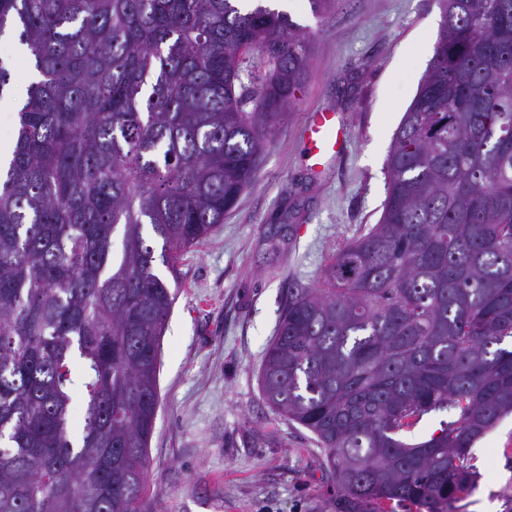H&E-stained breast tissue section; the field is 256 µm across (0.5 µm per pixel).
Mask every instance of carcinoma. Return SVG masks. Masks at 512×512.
<instances>
[{
  "label": "carcinoma",
  "mask_w": 512,
  "mask_h": 512,
  "mask_svg": "<svg viewBox=\"0 0 512 512\" xmlns=\"http://www.w3.org/2000/svg\"><path fill=\"white\" fill-rule=\"evenodd\" d=\"M440 2L380 221L290 291L260 376L348 502L428 512L471 489V449L512 413V0ZM6 34L34 78L0 164V512H149L177 261L255 182L306 39L242 0H0ZM444 409L439 433L401 439ZM70 438L75 439L81 432L83 417L85 415L86 410V401L82 392L76 390L72 395L71 403H70Z\"/></svg>",
  "instance_id": "cac0c4a2"
}]
</instances>
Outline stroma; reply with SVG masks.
Returning a JSON list of instances; mask_svg holds the SVG:
<instances>
[{
  "instance_id": "35a3bbf8",
  "label": "stroma",
  "mask_w": 512,
  "mask_h": 512,
  "mask_svg": "<svg viewBox=\"0 0 512 512\" xmlns=\"http://www.w3.org/2000/svg\"><path fill=\"white\" fill-rule=\"evenodd\" d=\"M308 62L256 182L221 228L184 251L160 345L150 512H379L350 506L313 434L265 402L260 372L290 290L317 287L329 259L377 224L394 132L433 55L438 0H281ZM338 112L345 151L313 174L307 113ZM475 486L447 512H512V417L478 441Z\"/></svg>"
}]
</instances>
